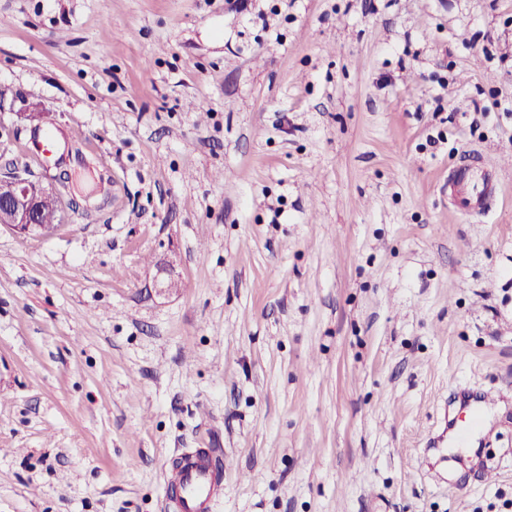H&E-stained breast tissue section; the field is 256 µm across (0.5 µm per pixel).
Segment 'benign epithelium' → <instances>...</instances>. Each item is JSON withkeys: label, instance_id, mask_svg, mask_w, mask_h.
<instances>
[{"label": "benign epithelium", "instance_id": "benign-epithelium-1", "mask_svg": "<svg viewBox=\"0 0 512 512\" xmlns=\"http://www.w3.org/2000/svg\"><path fill=\"white\" fill-rule=\"evenodd\" d=\"M54 188L29 177L24 172L10 171L0 177V224L19 234L39 235L41 206Z\"/></svg>", "mask_w": 512, "mask_h": 512}]
</instances>
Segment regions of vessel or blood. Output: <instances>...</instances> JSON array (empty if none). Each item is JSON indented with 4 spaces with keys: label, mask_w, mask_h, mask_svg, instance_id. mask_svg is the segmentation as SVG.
Instances as JSON below:
<instances>
[{
    "label": "vessel or blood",
    "mask_w": 512,
    "mask_h": 512,
    "mask_svg": "<svg viewBox=\"0 0 512 512\" xmlns=\"http://www.w3.org/2000/svg\"><path fill=\"white\" fill-rule=\"evenodd\" d=\"M453 199L464 214L483 212L498 184L475 167L459 169L450 179ZM163 496L168 512H213L224 496V462L218 448H187L165 476Z\"/></svg>",
    "instance_id": "obj_1"
}]
</instances>
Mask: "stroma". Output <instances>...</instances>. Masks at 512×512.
Instances as JSON below:
<instances>
[{
  "label": "stroma",
  "mask_w": 512,
  "mask_h": 512,
  "mask_svg": "<svg viewBox=\"0 0 512 512\" xmlns=\"http://www.w3.org/2000/svg\"><path fill=\"white\" fill-rule=\"evenodd\" d=\"M508 102L512 0H0V173L70 203L0 226V512H165L207 436L214 512H512ZM453 199L462 214L488 213L489 199L498 192V180L492 181L485 171L475 167L461 168L450 179Z\"/></svg>",
  "instance_id": "35a3bbf8"
}]
</instances>
